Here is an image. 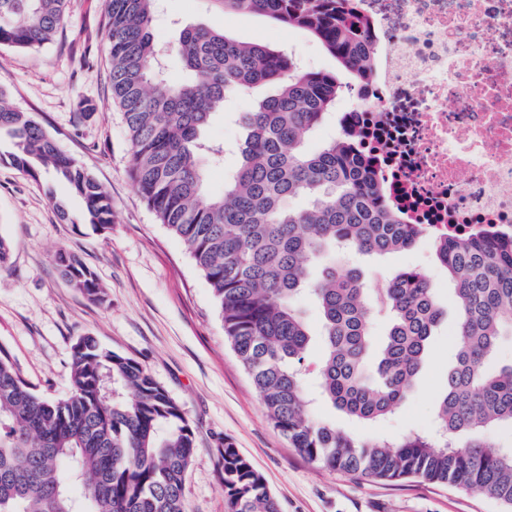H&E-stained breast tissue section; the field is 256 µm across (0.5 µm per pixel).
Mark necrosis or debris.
I'll return each mask as SVG.
<instances>
[{"instance_id":"4bbe7bcc","label":"necrosis or debris","mask_w":512,"mask_h":512,"mask_svg":"<svg viewBox=\"0 0 512 512\" xmlns=\"http://www.w3.org/2000/svg\"><path fill=\"white\" fill-rule=\"evenodd\" d=\"M373 73L337 119L404 223L512 237V0H357Z\"/></svg>"}]
</instances>
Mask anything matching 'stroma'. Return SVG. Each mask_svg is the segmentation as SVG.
Masks as SVG:
<instances>
[{
    "label": "stroma",
    "mask_w": 512,
    "mask_h": 512,
    "mask_svg": "<svg viewBox=\"0 0 512 512\" xmlns=\"http://www.w3.org/2000/svg\"><path fill=\"white\" fill-rule=\"evenodd\" d=\"M105 0H70L54 38L34 48L0 45V87L31 113L62 150L91 171L112 197V228L97 234L60 221L47 193L50 175L32 177L0 164V349L20 375L48 396L68 389L71 348L90 335L142 363L182 407L197 435L187 472L189 512H226L216 455L230 440L265 478L279 512H507L482 493L416 478L376 480L318 466L300 456L270 423L251 379L224 339L211 290L183 243L159 224L130 177L131 143L110 94ZM157 42L203 25L231 38L285 49L305 68L335 72L343 88L355 79L308 33L262 16L227 15L211 0H159ZM253 98L224 106L204 132L223 144L224 161L205 163L206 184L219 192L241 161L242 113ZM80 255L106 293L96 304L77 292L54 263L57 250ZM374 286L398 271H422L437 290L446 319L437 331L414 393L376 423H359L321 405L320 417L357 436L401 438L430 432L444 387L456 317L452 285L433 243L361 260Z\"/></svg>",
    "instance_id": "obj_1"
}]
</instances>
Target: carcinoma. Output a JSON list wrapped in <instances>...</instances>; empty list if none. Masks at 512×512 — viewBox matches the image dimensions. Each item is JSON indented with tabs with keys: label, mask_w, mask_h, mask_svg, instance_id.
I'll list each match as a JSON object with an SVG mask.
<instances>
[{
	"label": "carcinoma",
	"mask_w": 512,
	"mask_h": 512,
	"mask_svg": "<svg viewBox=\"0 0 512 512\" xmlns=\"http://www.w3.org/2000/svg\"><path fill=\"white\" fill-rule=\"evenodd\" d=\"M226 13L260 14L303 30L356 78L371 75L352 0H214ZM68 0H0V44L38 48L62 24ZM112 100L132 146L131 178L159 223L179 238L209 284L225 339L249 374L273 426L313 463L373 479L417 478L473 490L512 507V453L481 438L512 425V365L490 370L512 334V242L485 236L435 245L451 278L454 360L436 402L439 434L362 439L314 415L306 388L312 341L299 304L322 316L321 401L358 421L394 413L413 392L444 312L420 271L368 288L356 269L336 271V248L383 255L422 231L381 200L380 184L344 135L317 152L308 138L335 107L336 74L306 70L284 50L184 28L162 48L152 37L157 0H105ZM194 79L157 72L160 51ZM268 87L244 118L241 163L224 192L205 190L203 131L224 101ZM0 161L32 176L53 172L84 204L83 225L112 228V198L96 177L0 88ZM303 199L291 207L288 201ZM54 261L71 287L106 300L75 254ZM390 326L374 345L371 318ZM197 449L181 406L133 358L82 336L72 346L62 398L36 393L0 351V512H188L184 483ZM227 512H279L263 476L224 440L217 449Z\"/></svg>",
	"instance_id": "carcinoma-1"
}]
</instances>
